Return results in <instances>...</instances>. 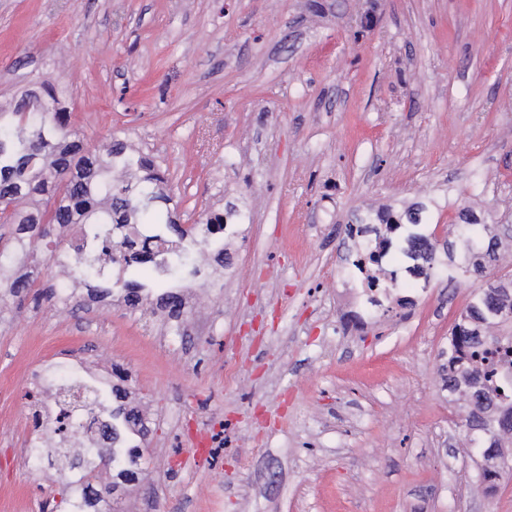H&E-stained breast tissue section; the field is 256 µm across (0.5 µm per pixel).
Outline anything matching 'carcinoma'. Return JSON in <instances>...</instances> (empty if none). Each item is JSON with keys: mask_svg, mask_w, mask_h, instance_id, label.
Listing matches in <instances>:
<instances>
[{"mask_svg": "<svg viewBox=\"0 0 512 512\" xmlns=\"http://www.w3.org/2000/svg\"><path fill=\"white\" fill-rule=\"evenodd\" d=\"M62 98L61 89L42 85L0 104V205L9 209L15 226L12 243L0 250V257L13 247L35 258L50 231L78 224L82 243L61 238L55 241L51 256L64 263L72 281L92 291L110 295L118 287L127 305L139 303L148 284L112 281L114 265L128 269L150 264L165 278L197 273L194 247L209 242L212 225L224 223L223 215L215 214L188 230L176 223L170 211L163 210L170 201L163 189L167 178L155 161L148 155L131 154L126 143L110 137L100 149L86 147L70 125ZM487 231L486 224L455 225L459 245L450 242L446 250L450 257L456 248L464 254L465 261L456 266L461 274L497 261L495 250L482 246ZM370 232L375 239L362 238L357 246H366L368 260L377 262L392 241L381 237L377 227ZM404 243L401 251L416 262L420 274L428 277L442 270L433 234L410 231ZM0 289L20 304L27 299L38 303L57 298L55 286H45L1 264ZM499 307L512 313L511 288L487 287L473 295L451 332L446 377L448 389L463 401L461 426L467 441L481 449L486 461L499 457L502 440L512 435V403L500 402L494 391L479 385L468 352L499 343L493 332L504 324L495 314ZM112 394L115 405L100 399L88 408L93 422L108 410L113 426L145 435L138 412L124 403L122 389L117 387ZM141 457L142 449L121 444L104 450L89 448L72 454L71 468L85 473L86 487L99 497L109 492L108 487L95 484L99 466L110 465L130 480L137 476ZM508 476L512 468L491 465L480 473L490 488Z\"/></svg>", "mask_w": 512, "mask_h": 512, "instance_id": "carcinoma-1", "label": "carcinoma"}]
</instances>
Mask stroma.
I'll return each mask as SVG.
<instances>
[{
  "label": "stroma",
  "mask_w": 512,
  "mask_h": 512,
  "mask_svg": "<svg viewBox=\"0 0 512 512\" xmlns=\"http://www.w3.org/2000/svg\"><path fill=\"white\" fill-rule=\"evenodd\" d=\"M63 88L87 146L106 136L166 169L181 223L236 207L224 267L64 308L0 298V512L76 492L66 461L19 456L28 371L107 373L149 422L136 490L91 512H512L478 488L448 337L488 279L512 282V0H0V100ZM423 207L436 238L490 225L489 273L399 272L412 301L345 315L366 282L340 227ZM173 291L180 320L155 312ZM223 421L209 465L195 436Z\"/></svg>",
  "instance_id": "1"
}]
</instances>
